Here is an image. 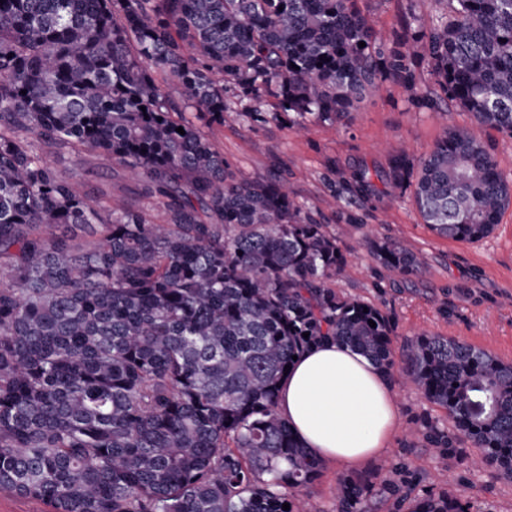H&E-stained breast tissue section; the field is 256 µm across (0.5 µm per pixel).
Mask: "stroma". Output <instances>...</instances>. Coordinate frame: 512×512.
<instances>
[{
  "instance_id": "obj_1",
  "label": "stroma",
  "mask_w": 512,
  "mask_h": 512,
  "mask_svg": "<svg viewBox=\"0 0 512 512\" xmlns=\"http://www.w3.org/2000/svg\"><path fill=\"white\" fill-rule=\"evenodd\" d=\"M356 6L374 19L378 38L387 44L395 34L430 25L444 9L441 0H356ZM416 73L414 89L389 81L367 95L348 124L313 120L298 134L271 119L276 102L262 97L249 102V114L236 120L221 125L202 120L198 126L236 180L281 176L304 214L342 234L353 253L346 275L334 287L341 297L379 307L392 318L394 352H402L408 339L425 331L512 362V206L490 236L459 243L432 232L410 194L391 184L380 185L367 198L347 190L357 167L388 171L393 147L403 144L420 156L433 149L446 128H475L455 103L435 110L413 106L412 98L435 90L426 61H418ZM254 110L267 113V120L253 121ZM43 155L62 175L81 174L96 199L121 196L159 215L155 201L142 200L139 178L111 158L80 146L47 149ZM371 240L397 243L418 254L424 261L421 272L405 278L386 268L368 248ZM389 384L399 407L397 426L384 452L356 467V474L373 475L401 461L415 474L419 491L453 492L473 502L476 512H512V482L493 468L474 466L468 457L441 460L411 438V430L446 414L404 383L402 372H395Z\"/></svg>"
}]
</instances>
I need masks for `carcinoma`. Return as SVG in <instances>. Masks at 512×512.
I'll use <instances>...</instances> for the list:
<instances>
[{
	"mask_svg": "<svg viewBox=\"0 0 512 512\" xmlns=\"http://www.w3.org/2000/svg\"><path fill=\"white\" fill-rule=\"evenodd\" d=\"M444 2L388 49L354 0L0 3V491L51 512H304L286 489L311 492L323 461L277 410L285 366L332 339L389 377L394 326L331 287L342 239L277 178L228 180L195 119L224 124L228 81L241 101L274 97L290 129L342 122L386 79L414 89L424 58L444 99L512 136V0ZM36 142L109 156L162 221L94 199ZM389 178L455 242L489 236L512 205V180L468 127L392 155ZM351 180L375 194L367 168ZM77 229L101 241L76 244ZM369 246L403 277L422 268L406 248ZM403 362L448 415L416 438L442 460L476 448L512 482V363L426 332ZM378 478H340L336 512L376 497L391 512H472L416 493L403 463Z\"/></svg>",
	"mask_w": 512,
	"mask_h": 512,
	"instance_id": "obj_1",
	"label": "carcinoma"
}]
</instances>
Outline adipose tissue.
Segmentation results:
<instances>
[{
  "mask_svg": "<svg viewBox=\"0 0 512 512\" xmlns=\"http://www.w3.org/2000/svg\"><path fill=\"white\" fill-rule=\"evenodd\" d=\"M277 408L305 446L343 467L380 454L398 419L381 373L330 339L294 361L280 384Z\"/></svg>",
  "mask_w": 512,
  "mask_h": 512,
  "instance_id": "1",
  "label": "adipose tissue"
}]
</instances>
